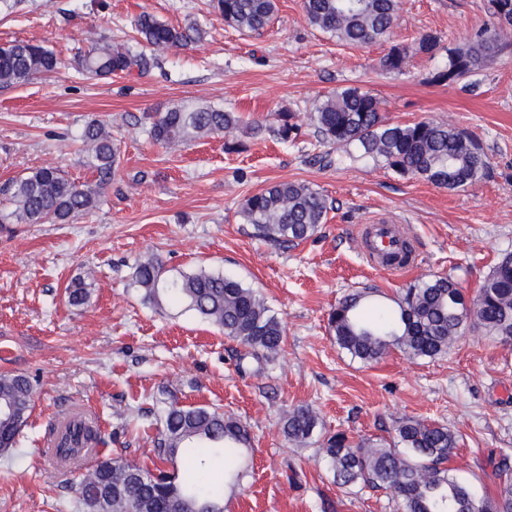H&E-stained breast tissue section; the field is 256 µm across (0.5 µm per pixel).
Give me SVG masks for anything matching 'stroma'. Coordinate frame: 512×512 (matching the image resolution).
I'll return each mask as SVG.
<instances>
[{"mask_svg": "<svg viewBox=\"0 0 512 512\" xmlns=\"http://www.w3.org/2000/svg\"><path fill=\"white\" fill-rule=\"evenodd\" d=\"M145 11L175 26L197 24L202 37L145 73L85 78L77 58L93 41L144 51L135 21ZM488 22L484 0H400L390 44L407 49V63L385 72L389 44L337 43L309 24L302 0H277L258 33L225 24L211 0L0 2V44L29 41L58 61L51 74L0 88V188L45 166L92 180L79 136L93 118L110 128L121 159L91 213L0 229V374L25 375L34 388L18 454H0V512H82L85 468L154 459L153 395L162 386L182 404L223 409L253 437L240 455L239 484L225 486L219 461L202 472V481L223 487L224 512H398L387 491L338 485L318 448L339 431L395 443L403 418L452 431V474L476 497L495 493L499 470H512V343L468 325L436 358L394 349L365 364L338 348L327 325L354 289H379L374 308L386 312L409 284L435 275L474 297L498 255L512 251V41L450 84L432 82L436 61L416 51L429 31L444 49L468 48ZM341 87L376 97L388 121L437 119L469 133L490 160L488 175L448 190L359 158L354 147L319 143L310 114ZM181 101L266 125L289 110L300 134L292 142L246 135L236 152L222 135L162 147L149 134L151 117ZM281 181L309 184L330 206L316 234L296 246L255 237L239 214L245 198ZM381 220L407 227L418 268L392 275L367 263L361 228ZM150 255L171 272H221L261 294L285 329L279 355L238 362L239 343L184 305L144 302L132 275ZM85 275L91 298L76 307L66 287ZM299 405L319 418L305 448L281 432ZM73 410L98 417L104 442L84 467H50L38 451Z\"/></svg>", "mask_w": 512, "mask_h": 512, "instance_id": "35a3bbf8", "label": "stroma"}]
</instances>
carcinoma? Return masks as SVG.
Returning <instances> with one entry per match:
<instances>
[{"label": "carcinoma", "instance_id": "obj_1", "mask_svg": "<svg viewBox=\"0 0 512 512\" xmlns=\"http://www.w3.org/2000/svg\"><path fill=\"white\" fill-rule=\"evenodd\" d=\"M512 0H488L493 23L468 49L448 51L447 61L431 77L435 83L455 82L474 70L484 53L512 34V8L501 18L500 6ZM398 0H302L309 23L330 34L336 42L366 46L390 38ZM224 22L242 32H259L273 18L276 0H213ZM135 28L153 51L180 49L195 41L180 29L142 13ZM441 36L425 32L418 52L431 58L441 48ZM407 51L393 45L381 58L385 71H402ZM53 52L26 41L0 47V87L26 83L53 72ZM81 71L94 79L140 72L151 59L122 45L98 40L78 60ZM310 119L321 140L330 145H355L361 156L383 162L393 171L421 177L432 184L457 189L472 185L489 170L486 153L467 133L435 120L393 123L380 113V102L357 88H340L315 108ZM256 136L264 131L282 141H293L298 126L291 112L276 113V125H244L231 110L205 103L183 101L151 122V137L166 147L180 146L210 135L234 130ZM82 161L95 181L77 183L56 167L21 174L8 183L10 211L0 214V224H69L98 206L103 186L112 180L119 157L112 134L98 120L87 122L80 135ZM329 205L312 186L292 181L273 183L248 196L240 208L254 234L272 244L285 245L312 237L325 223ZM133 284L145 291L153 305L179 302L224 335L237 341L257 363L270 361L281 349V321L254 289L219 272L199 269L169 276L164 263L149 257L137 263ZM69 301L81 306L91 291L81 277L67 286ZM372 291L366 288L346 295L328 317L336 345L351 357L372 363L397 348L410 358H435L448 352L465 324L504 343L512 342V252L502 254L484 277L475 303L469 308L459 284L450 277L434 276L406 289L397 321L367 319L361 309ZM154 401L162 405L157 461L134 464L119 458L103 460L87 472L79 485L84 512H224V491L205 484L191 471L203 470L217 457L233 458L252 447L249 430L232 416L205 405H183L161 387ZM33 387L22 375H0V408L29 417ZM318 426L316 412L308 406L288 410L282 433L289 443L306 447ZM398 443L391 448L382 440L354 442L338 432L324 439L320 453L342 486L363 483L389 490L401 512H512V476L502 470L495 495L478 499L470 486L451 475L448 458L457 445L448 428L421 420L404 419L396 428ZM53 448L63 461L81 457L101 442L97 424L75 414L55 429ZM20 430L0 418V443L17 445ZM181 460L183 474L169 472L157 462Z\"/></svg>", "mask_w": 512, "mask_h": 512}]
</instances>
